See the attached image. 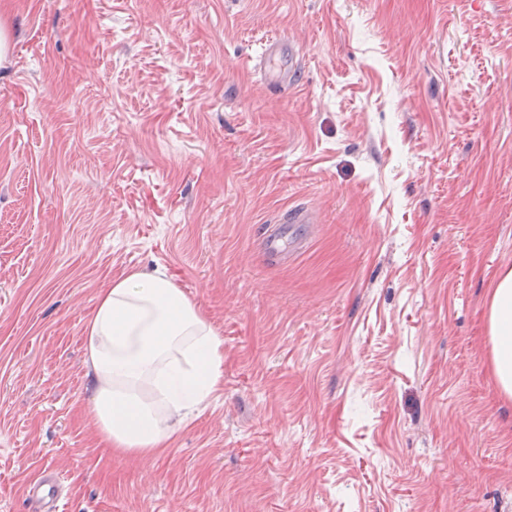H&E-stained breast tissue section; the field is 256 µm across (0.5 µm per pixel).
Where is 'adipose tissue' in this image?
<instances>
[{
  "label": "adipose tissue",
  "instance_id": "ef3b65f1",
  "mask_svg": "<svg viewBox=\"0 0 512 512\" xmlns=\"http://www.w3.org/2000/svg\"><path fill=\"white\" fill-rule=\"evenodd\" d=\"M487 321L491 371L512 398V266L498 272ZM93 424L116 456L166 453L224 378V340L161 269L113 280L84 336Z\"/></svg>",
  "mask_w": 512,
  "mask_h": 512
}]
</instances>
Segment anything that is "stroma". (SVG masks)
<instances>
[{
	"label": "stroma",
	"instance_id": "1",
	"mask_svg": "<svg viewBox=\"0 0 512 512\" xmlns=\"http://www.w3.org/2000/svg\"><path fill=\"white\" fill-rule=\"evenodd\" d=\"M0 512H512V0H0ZM290 40L300 80L253 60ZM302 204L277 265L260 229ZM166 270L224 338L167 455L100 448L83 336ZM487 321L491 371L499 391L512 398V266L498 272L490 290ZM25 499L29 512H59L62 509L56 479L48 475H42L26 486Z\"/></svg>",
	"mask_w": 512,
	"mask_h": 512
}]
</instances>
